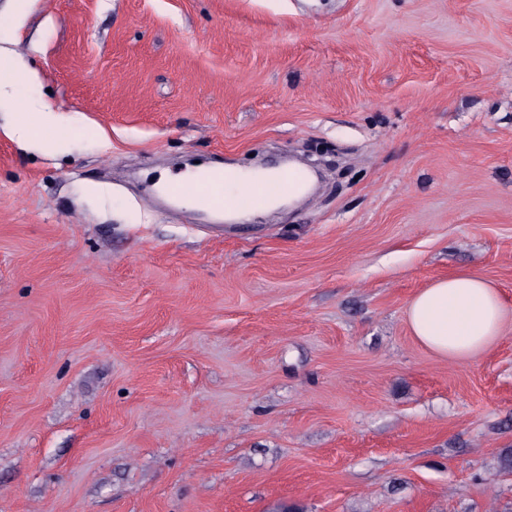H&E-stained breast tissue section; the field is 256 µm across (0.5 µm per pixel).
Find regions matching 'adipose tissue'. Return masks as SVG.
I'll return each mask as SVG.
<instances>
[{
    "label": "adipose tissue",
    "instance_id": "adipose-tissue-1",
    "mask_svg": "<svg viewBox=\"0 0 512 512\" xmlns=\"http://www.w3.org/2000/svg\"><path fill=\"white\" fill-rule=\"evenodd\" d=\"M406 319L417 340L437 356L463 360L500 336L505 309L496 288L464 272L418 291L407 305Z\"/></svg>",
    "mask_w": 512,
    "mask_h": 512
}]
</instances>
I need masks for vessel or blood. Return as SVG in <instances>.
Instances as JSON below:
<instances>
[{
  "mask_svg": "<svg viewBox=\"0 0 512 512\" xmlns=\"http://www.w3.org/2000/svg\"><path fill=\"white\" fill-rule=\"evenodd\" d=\"M302 181V175L294 169H287L272 181L262 183H244L234 193H226L227 177H213L192 183H180L167 186L169 195L180 196L193 193L216 210L224 208L248 209L272 196H283L294 192Z\"/></svg>",
  "mask_w": 512,
  "mask_h": 512,
  "instance_id": "1",
  "label": "vessel or blood"
}]
</instances>
